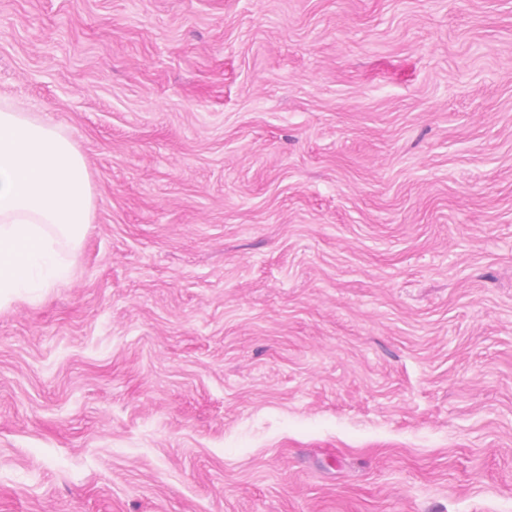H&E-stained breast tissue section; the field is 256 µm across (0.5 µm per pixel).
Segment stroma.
<instances>
[{
	"label": "stroma",
	"instance_id": "obj_1",
	"mask_svg": "<svg viewBox=\"0 0 512 512\" xmlns=\"http://www.w3.org/2000/svg\"><path fill=\"white\" fill-rule=\"evenodd\" d=\"M74 140L0 306V512H512V0H0Z\"/></svg>",
	"mask_w": 512,
	"mask_h": 512
}]
</instances>
